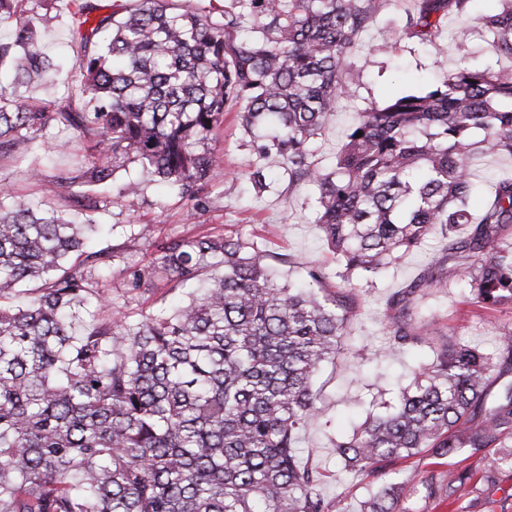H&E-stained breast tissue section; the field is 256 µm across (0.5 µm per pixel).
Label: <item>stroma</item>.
Wrapping results in <instances>:
<instances>
[{
  "label": "stroma",
  "instance_id": "1",
  "mask_svg": "<svg viewBox=\"0 0 512 512\" xmlns=\"http://www.w3.org/2000/svg\"><path fill=\"white\" fill-rule=\"evenodd\" d=\"M408 6L409 0H388L352 46L351 70L345 76L350 93L340 99L321 136L311 146L312 160L323 171L334 168L357 109L424 92L446 79L458 64H488L489 56L481 41L455 40L456 20L445 23L432 44L420 43L405 34ZM25 17L39 29L44 51L56 56L62 65L54 83L31 85L26 98L29 103L39 104L70 95L77 85L72 64L81 48L71 38L67 18L41 9L27 11ZM206 146L221 155L223 167L201 192L205 210L190 212L186 200L168 185L151 181L140 168L130 167L117 179L141 181L143 190L139 195L119 197L116 186L91 192L98 202L101 226L94 235L96 248L115 252L119 263L141 268L166 238L226 234L254 241L274 255L290 259L298 276L309 264L333 265V255L315 222V188L289 182L285 163L274 155L261 163L265 188H255L246 177L258 164L254 138L239 124L236 113H225L223 132L209 139ZM73 160L55 156L39 161L43 174L64 177L54 206L68 219L81 218L79 201L86 191L84 186L66 181L74 167ZM1 186L21 200L35 202L42 196V186L31 177L27 165L7 158L0 159ZM447 256L444 242L429 239L389 265L373 282L356 279L351 283L358 312L347 328L348 342L335 362L323 364L315 384L329 421L312 425L301 441L305 460L323 474L317 488L319 496L329 503L343 499L348 512H360L366 483L342 469L332 442L351 434L365 420L372 398L380 396L394 402L398 388L412 381L413 365L426 359V348L403 352L390 347L389 300L396 293L410 291L432 262ZM104 288L113 309L123 312L145 313L175 297L162 282L137 294L128 293L117 278L105 282ZM468 294L469 287L462 280L445 288L428 286L423 293H411L409 307L414 316L433 320L444 338L493 347L498 336L512 331V303L482 309L469 303ZM462 509L512 512V474H504L497 484L480 485L477 499L463 502Z\"/></svg>",
  "mask_w": 512,
  "mask_h": 512
}]
</instances>
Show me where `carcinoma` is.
<instances>
[{
	"label": "carcinoma",
	"instance_id": "obj_1",
	"mask_svg": "<svg viewBox=\"0 0 512 512\" xmlns=\"http://www.w3.org/2000/svg\"><path fill=\"white\" fill-rule=\"evenodd\" d=\"M180 2L129 0L100 14L97 0H70L78 106L21 100L19 89L54 82L58 65L36 28L17 24L0 41L12 76L0 86V157L34 160L55 125L98 138L72 180L110 185L136 164L196 210L222 165L205 141L235 112L262 132L259 160L275 154L290 181L317 189L336 270L311 265L287 283L241 237H171L150 266L122 274L130 292L160 279L185 300L114 313L102 290L112 262L85 237L97 201L73 224L1 189L0 512H345L316 493L322 474L298 451L323 416L316 375L356 313L355 294L331 290L332 279L375 276L432 235L478 261L435 262L419 282L466 277L479 307L512 302V249L497 248L512 224V177L491 183L480 214L467 204L474 162L512 156V70L501 66L512 61V0L474 21L470 0H413L407 34L431 43L451 14L465 21L459 38L480 35L494 62L356 111L327 173L310 145L348 91L352 44L388 0H229L217 18ZM435 334L401 312L390 340L426 344L430 359L397 405L335 448L365 478L420 455L436 468L367 484L362 512H405L408 487L460 502L477 490L470 468L447 464L463 452L485 459L482 483L512 471V332L491 349Z\"/></svg>",
	"mask_w": 512,
	"mask_h": 512
}]
</instances>
